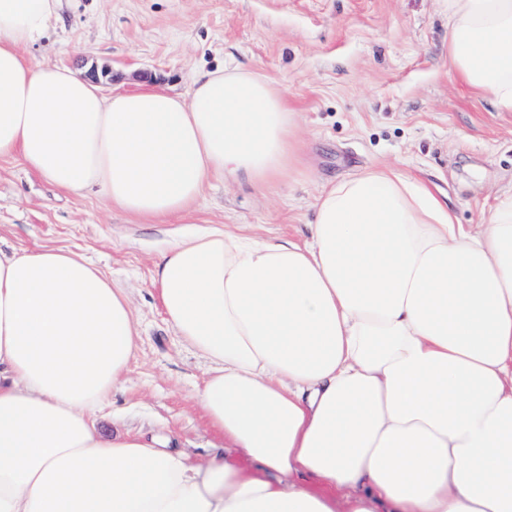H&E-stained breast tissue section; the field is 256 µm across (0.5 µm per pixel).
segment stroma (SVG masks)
Listing matches in <instances>:
<instances>
[{
    "instance_id": "obj_1",
    "label": "stroma",
    "mask_w": 512,
    "mask_h": 512,
    "mask_svg": "<svg viewBox=\"0 0 512 512\" xmlns=\"http://www.w3.org/2000/svg\"><path fill=\"white\" fill-rule=\"evenodd\" d=\"M27 55L93 75L104 92L151 83L187 93L202 70H250L295 113L298 159L260 187L215 179L177 221L147 224L95 195L63 193L0 158V248H60L126 289L137 350L94 425L162 436L190 460L224 454L196 399L208 365L165 319L151 286L183 232L221 227L303 240L323 189L393 167L427 184L461 224L512 191V112L451 75L445 0H71Z\"/></svg>"
}]
</instances>
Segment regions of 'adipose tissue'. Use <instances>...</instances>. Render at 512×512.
I'll return each mask as SVG.
<instances>
[{"label": "adipose tissue", "mask_w": 512, "mask_h": 512, "mask_svg": "<svg viewBox=\"0 0 512 512\" xmlns=\"http://www.w3.org/2000/svg\"><path fill=\"white\" fill-rule=\"evenodd\" d=\"M68 0H0V157L151 222L296 155L262 74L104 93L24 55ZM457 77L512 112V0H448ZM152 284L211 364L197 399L248 466H201L93 417L137 348L129 297L64 249H0V512H512V192L457 223L391 169L323 191L304 243L222 228Z\"/></svg>", "instance_id": "1"}]
</instances>
